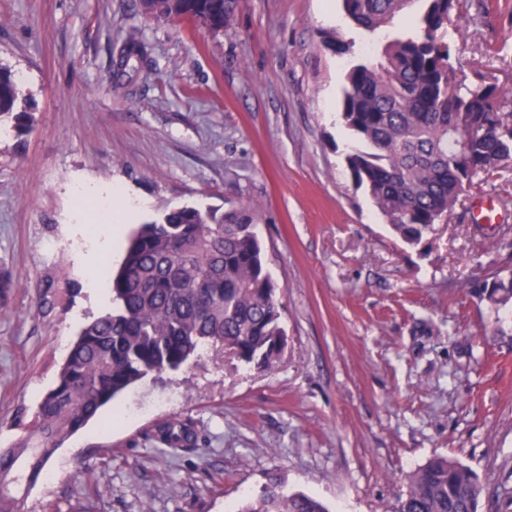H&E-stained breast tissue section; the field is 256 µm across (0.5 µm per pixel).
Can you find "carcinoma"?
<instances>
[{
    "label": "carcinoma",
    "instance_id": "obj_1",
    "mask_svg": "<svg viewBox=\"0 0 512 512\" xmlns=\"http://www.w3.org/2000/svg\"><path fill=\"white\" fill-rule=\"evenodd\" d=\"M421 2L410 27L394 33V19ZM458 0H341L345 18L370 37L369 55L351 60L341 117L354 138L346 157L355 183L401 240L411 246L448 218L474 179L512 159V117L501 112L502 90L483 77L466 83L448 39ZM159 22L199 19L218 35L229 27L238 0H136ZM335 54L353 43L323 36ZM147 64L139 31L125 39L113 71ZM33 126L20 105L19 81L0 67V123ZM496 258L461 292L495 308L512 306V247L491 242ZM112 307L87 322L21 434L0 448V512H22L26 492L45 474L63 443L117 396L143 379L177 370L208 348L270 369L284 351L282 292L265 263L249 205L176 206L140 225L112 277ZM192 422L158 427L173 447L195 440ZM406 493L393 512H478L482 485L466 465L436 457L405 476ZM237 512H328L317 498L286 491L273 479Z\"/></svg>",
    "mask_w": 512,
    "mask_h": 512
}]
</instances>
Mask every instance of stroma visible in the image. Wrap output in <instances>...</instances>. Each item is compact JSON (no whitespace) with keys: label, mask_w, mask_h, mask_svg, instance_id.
Returning a JSON list of instances; mask_svg holds the SVG:
<instances>
[{"label":"stroma","mask_w":512,"mask_h":512,"mask_svg":"<svg viewBox=\"0 0 512 512\" xmlns=\"http://www.w3.org/2000/svg\"><path fill=\"white\" fill-rule=\"evenodd\" d=\"M133 27L152 64L119 86ZM324 30L367 40L338 0H241L217 36L135 0H0V66L35 113L27 132L0 127V448L110 307L77 259L79 224L112 221L96 195L143 201L129 232L168 205L253 206L285 291L272 369L218 349L147 377L105 408L108 428L58 449L25 512H230L274 476L330 512H392L405 475L437 456L478 474V512H512V310L457 289L492 260L494 226L512 225V160L403 243L346 167L349 59ZM448 31L461 77L486 76L512 112V0H461ZM177 418L197 445L155 440ZM101 448L111 458L84 471Z\"/></svg>","instance_id":"obj_1"}]
</instances>
